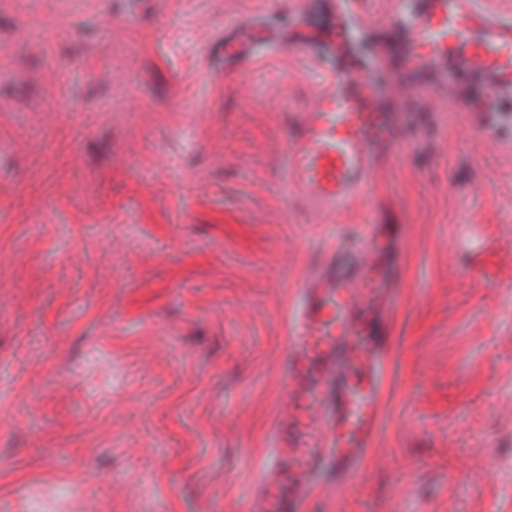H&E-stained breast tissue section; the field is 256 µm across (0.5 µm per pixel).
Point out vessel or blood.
<instances>
[{"label": "vessel or blood", "mask_w": 512, "mask_h": 512, "mask_svg": "<svg viewBox=\"0 0 512 512\" xmlns=\"http://www.w3.org/2000/svg\"><path fill=\"white\" fill-rule=\"evenodd\" d=\"M396 0L393 20L407 33L416 71L443 61L477 77L492 100L512 97V16L480 0H426L423 14ZM379 71L366 65L325 75L301 131L286 147V177L317 203L318 215L365 205L400 134L380 101ZM401 256L383 225L335 253L298 289L283 374L289 405L288 502L307 512L313 487L339 489L356 472L375 431L389 344L388 308L402 285Z\"/></svg>", "instance_id": "1"}]
</instances>
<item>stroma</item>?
Returning a JSON list of instances; mask_svg holds the SVG:
<instances>
[{
  "instance_id": "stroma-1",
  "label": "stroma",
  "mask_w": 512,
  "mask_h": 512,
  "mask_svg": "<svg viewBox=\"0 0 512 512\" xmlns=\"http://www.w3.org/2000/svg\"><path fill=\"white\" fill-rule=\"evenodd\" d=\"M332 0H0V512H241L288 493L281 359L300 281L402 235L380 420L308 512H512V132L479 84L379 56L402 144L367 207L318 222L284 178L337 43ZM262 26L277 48L224 45ZM445 94L433 107L427 87Z\"/></svg>"
}]
</instances>
